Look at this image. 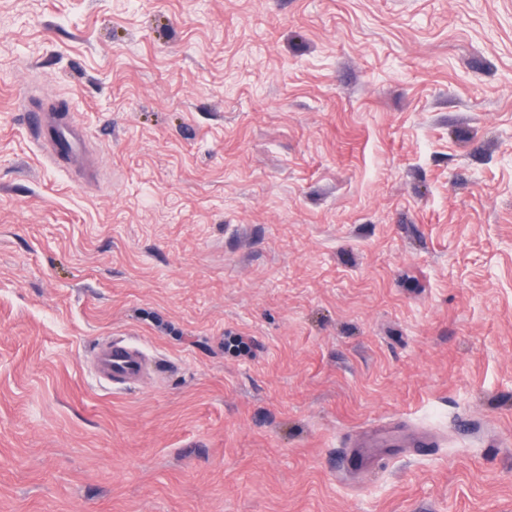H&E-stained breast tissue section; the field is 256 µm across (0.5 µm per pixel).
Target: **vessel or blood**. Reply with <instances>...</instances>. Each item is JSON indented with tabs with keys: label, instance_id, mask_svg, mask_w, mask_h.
I'll return each instance as SVG.
<instances>
[{
	"label": "vessel or blood",
	"instance_id": "b4317fda",
	"mask_svg": "<svg viewBox=\"0 0 512 512\" xmlns=\"http://www.w3.org/2000/svg\"><path fill=\"white\" fill-rule=\"evenodd\" d=\"M24 119L39 130L41 145L51 160H84L87 142L81 126L44 110H27ZM150 364L151 360L141 346L116 338L96 352L94 372L98 380L129 389L145 378Z\"/></svg>",
	"mask_w": 512,
	"mask_h": 512
}]
</instances>
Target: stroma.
I'll list each match as a JSON object with an SVG mask.
<instances>
[{
    "label": "stroma",
    "mask_w": 512,
    "mask_h": 512,
    "mask_svg": "<svg viewBox=\"0 0 512 512\" xmlns=\"http://www.w3.org/2000/svg\"><path fill=\"white\" fill-rule=\"evenodd\" d=\"M0 512H512V0H0ZM24 120L39 130L40 141L48 157L59 163L65 159L82 162L87 154L83 128L51 111L22 107ZM150 364L151 359L141 346L123 338H112V342L96 352L94 372L100 383L112 382L113 389H131L145 378Z\"/></svg>",
    "instance_id": "1"
}]
</instances>
